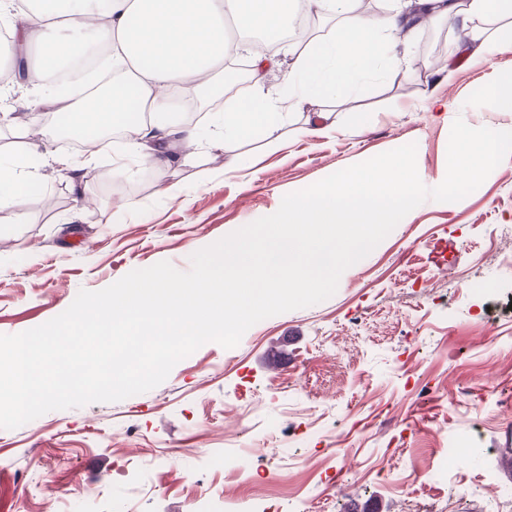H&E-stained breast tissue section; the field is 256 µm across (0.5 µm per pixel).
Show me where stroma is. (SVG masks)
<instances>
[{
    "mask_svg": "<svg viewBox=\"0 0 512 512\" xmlns=\"http://www.w3.org/2000/svg\"><path fill=\"white\" fill-rule=\"evenodd\" d=\"M459 43V28L421 29L408 62H379L349 106L363 139L308 141L301 115L234 143L252 164L228 170L216 152L169 171L158 194L143 165L93 160L76 211L67 176L42 167L23 223L0 210V334L64 312L79 290L193 253L275 213L289 193L413 143L429 187L446 172L450 129L429 121L444 102L472 127L512 131V103L483 94L512 76V50L448 71L415 70L425 37ZM124 204L113 219L116 204ZM512 159L458 202L428 200L340 277L316 305L264 319L226 349L209 342L154 389L119 402L48 412L0 429V512H232L237 498L282 493L298 512H512ZM365 322L366 332L354 330ZM292 340L293 367L260 358ZM302 380V390L291 387ZM341 449L336 460L331 449ZM461 457L449 468V449Z\"/></svg>",
    "mask_w": 512,
    "mask_h": 512,
    "instance_id": "35a3bbf8",
    "label": "stroma"
}]
</instances>
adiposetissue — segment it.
I'll list each match as a JSON object with an SVG mask.
<instances>
[{"label":"adipose tissue","mask_w":512,"mask_h":512,"mask_svg":"<svg viewBox=\"0 0 512 512\" xmlns=\"http://www.w3.org/2000/svg\"><path fill=\"white\" fill-rule=\"evenodd\" d=\"M14 2L0 0V23L8 25L12 40L42 48L38 66L22 74L23 81L40 91L34 111L50 109L66 116L78 130L91 121L102 125L120 121L123 100L101 97L96 112L88 115L66 91L42 85L60 63L91 45L107 44L112 70L121 73L124 89L134 91L144 114L142 121L126 124L119 150L159 175L216 151L223 153L225 166H239L242 158L226 153L227 141L265 134L306 101L348 99L359 78L379 59L397 57L418 29L436 21H459L473 56L512 50V35L495 37L471 24L475 16L512 17V0H415L414 8L371 15L357 12L354 0H22L28 12L22 24L11 11ZM321 9L341 14V28L336 36L309 42L296 53L282 71L275 95L264 89L274 57L266 50L255 51L251 54L255 94L215 113L211 132L172 118L173 96L216 81L225 59L237 47L225 20L235 21L244 32L281 33L298 13ZM9 124L23 145L0 158V207L23 209L29 196L28 173L41 163L70 173L78 201H85L83 182L104 142L86 139L79 160L34 140V119L13 117Z\"/></svg>","instance_id":"adipose-tissue-1"}]
</instances>
